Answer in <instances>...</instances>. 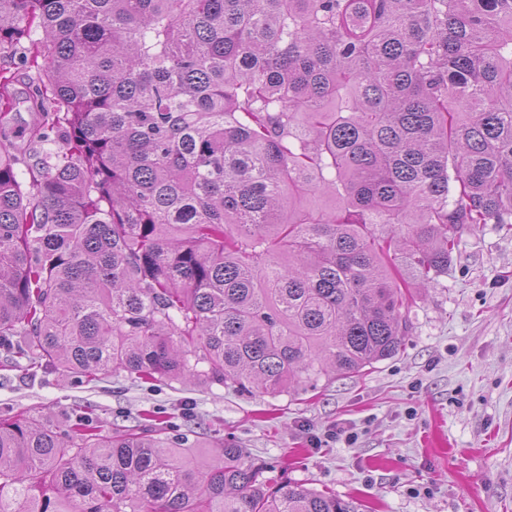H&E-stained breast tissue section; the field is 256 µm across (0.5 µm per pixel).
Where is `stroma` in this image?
I'll list each match as a JSON object with an SVG mask.
<instances>
[{"label": "stroma", "instance_id": "35a3bbf8", "mask_svg": "<svg viewBox=\"0 0 512 512\" xmlns=\"http://www.w3.org/2000/svg\"><path fill=\"white\" fill-rule=\"evenodd\" d=\"M0 68L15 77V125L32 126L33 72L14 54L1 55ZM409 317L397 355L314 391L242 395L216 384H87L0 369V409L61 417L89 403L106 430L154 408L173 425L198 424L199 459L221 437L363 512H512V229H464L447 274L414 284ZM339 427L357 432L355 445L327 441Z\"/></svg>", "mask_w": 512, "mask_h": 512}]
</instances>
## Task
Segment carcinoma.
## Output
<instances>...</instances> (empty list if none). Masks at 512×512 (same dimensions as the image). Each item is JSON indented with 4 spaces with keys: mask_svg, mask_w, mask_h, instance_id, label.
I'll list each match as a JSON object with an SVG mask.
<instances>
[{
    "mask_svg": "<svg viewBox=\"0 0 512 512\" xmlns=\"http://www.w3.org/2000/svg\"><path fill=\"white\" fill-rule=\"evenodd\" d=\"M42 32V37L35 34ZM0 353L280 395L359 378L512 224V0H0ZM380 226L385 232L376 234ZM155 411L0 415V512H359ZM0 68L10 71L15 76L14 88L19 100L10 114L15 117L14 125H18L17 129L32 126L38 120L39 114L26 97L28 98L32 90L34 72L22 65L20 54L1 55Z\"/></svg>",
    "mask_w": 512,
    "mask_h": 512,
    "instance_id": "obj_1",
    "label": "carcinoma"
}]
</instances>
